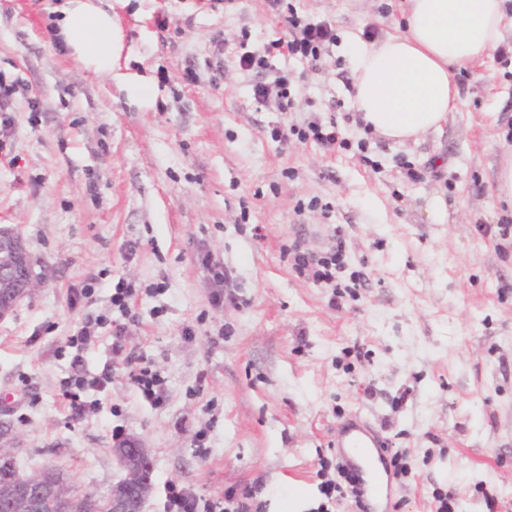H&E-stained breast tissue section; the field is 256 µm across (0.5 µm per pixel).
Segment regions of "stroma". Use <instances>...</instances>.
<instances>
[{"mask_svg":"<svg viewBox=\"0 0 512 512\" xmlns=\"http://www.w3.org/2000/svg\"><path fill=\"white\" fill-rule=\"evenodd\" d=\"M290 2L337 38L318 71L274 58L298 91L282 112L256 103L236 64L242 30L285 29L264 0H119L109 77L53 38L58 0H0V83L15 88L0 227L48 271L0 319V424L17 465L104 495L123 476L114 445L135 437L151 462L142 512H163L171 481L208 500L255 487L251 512H313L336 476L318 473L336 424L359 416L403 455L391 512H436L449 490L455 512H512V228L481 230L512 219L493 189L512 150V51L493 53L483 80L457 75L467 104L440 133L395 144L359 121L348 41L393 31L405 0ZM313 119L336 121L346 148L271 136ZM435 194L444 216L427 211ZM313 198L330 219L295 215ZM334 224L361 281L335 307L285 255L297 238L326 249ZM201 247L224 272L223 304ZM119 286L134 290L133 318L111 304ZM84 326L90 341L70 347ZM132 358L163 377L161 402L131 383ZM78 377L74 417L63 393Z\"/></svg>","mask_w":512,"mask_h":512,"instance_id":"obj_1","label":"stroma"}]
</instances>
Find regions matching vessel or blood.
<instances>
[{
	"instance_id": "1",
	"label": "vessel or blood",
	"mask_w": 512,
	"mask_h": 512,
	"mask_svg": "<svg viewBox=\"0 0 512 512\" xmlns=\"http://www.w3.org/2000/svg\"><path fill=\"white\" fill-rule=\"evenodd\" d=\"M336 455L358 478L356 490L363 512H391L395 479L389 450L371 423L351 419L336 429Z\"/></svg>"
}]
</instances>
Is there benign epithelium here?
I'll return each mask as SVG.
<instances>
[{
    "mask_svg": "<svg viewBox=\"0 0 512 512\" xmlns=\"http://www.w3.org/2000/svg\"><path fill=\"white\" fill-rule=\"evenodd\" d=\"M37 267L24 239L0 227V319L43 282L45 273ZM114 455L124 478L106 495L49 485L43 472L8 471L0 478V512H53L56 507L61 512H141L151 481L135 461L148 459L147 450L138 439L129 438L114 446Z\"/></svg>",
    "mask_w": 512,
    "mask_h": 512,
    "instance_id": "obj_1",
    "label": "benign epithelium"
}]
</instances>
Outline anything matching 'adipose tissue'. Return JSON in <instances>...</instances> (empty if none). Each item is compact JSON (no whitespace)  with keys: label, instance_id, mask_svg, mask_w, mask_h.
<instances>
[{"label":"adipose tissue","instance_id":"ef3b65f1","mask_svg":"<svg viewBox=\"0 0 512 512\" xmlns=\"http://www.w3.org/2000/svg\"><path fill=\"white\" fill-rule=\"evenodd\" d=\"M56 26L87 69L111 74L121 30L96 0H63ZM512 0H407L403 24L378 42L349 44L353 101L364 124L398 143L441 131L464 106L456 71L477 69L502 43Z\"/></svg>","mask_w":512,"mask_h":512}]
</instances>
